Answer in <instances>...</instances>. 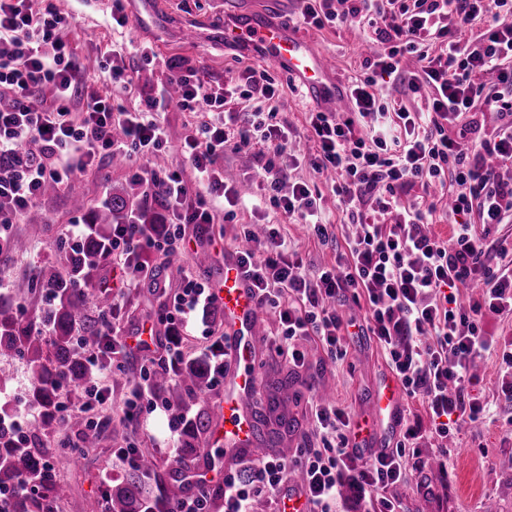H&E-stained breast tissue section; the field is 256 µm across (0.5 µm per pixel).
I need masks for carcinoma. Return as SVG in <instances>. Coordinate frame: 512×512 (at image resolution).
<instances>
[{"label":"carcinoma","mask_w":512,"mask_h":512,"mask_svg":"<svg viewBox=\"0 0 512 512\" xmlns=\"http://www.w3.org/2000/svg\"><path fill=\"white\" fill-rule=\"evenodd\" d=\"M130 208L126 198L112 197L94 210L91 229L83 239L73 245H56L60 269H52L16 288L17 297L37 289L51 295L52 303L45 316L49 337L42 336L22 318L14 300L0 299V357H17L27 363L31 370V403L39 409L28 434L19 437L7 426L10 413L0 406V490L18 485L26 475L37 479L43 464L54 463L57 450L52 439L59 425V391L65 385L84 384L90 376L88 362L78 351L76 341H81L87 350L96 348L102 339L104 318H96L90 311L95 308L103 314L111 307L110 295L92 287L93 276L109 258L107 247L115 219ZM206 379L207 369L199 360L185 362L175 377L157 374L156 389L176 409L189 400L197 406L184 428L188 439L180 455L164 470L158 468L151 449H139L136 467L128 470L119 483L101 485L108 512H170L185 494V484L175 472L183 462L200 456L213 421L203 398ZM76 423L81 426L83 447H96L99 429L82 418ZM69 492L66 482L55 473L38 483L35 493L19 498L17 506L27 502L31 512H57Z\"/></svg>","instance_id":"obj_1"}]
</instances>
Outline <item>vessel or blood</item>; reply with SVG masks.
Wrapping results in <instances>:
<instances>
[{
    "mask_svg": "<svg viewBox=\"0 0 512 512\" xmlns=\"http://www.w3.org/2000/svg\"><path fill=\"white\" fill-rule=\"evenodd\" d=\"M225 41L255 44L277 64L296 77L310 99L329 112L346 104L335 80L332 59L290 29L270 22L251 10H242L224 20ZM214 292L224 314L225 349L231 365L224 372V402L207 437L204 466L207 486L217 489L225 472L240 460L262 455L257 443L256 420L251 402L256 385L258 300L235 258H225L224 269L214 282ZM372 415L360 420L356 441L360 445L386 448L402 423L404 409L400 386L391 376L379 381L371 397Z\"/></svg>",
    "mask_w": 512,
    "mask_h": 512,
    "instance_id": "1",
    "label": "vessel or blood"
}]
</instances>
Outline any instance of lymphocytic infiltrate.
<instances>
[{
	"label": "lymphocytic infiltrate",
	"instance_id": "lymphocytic-infiltrate-1",
	"mask_svg": "<svg viewBox=\"0 0 512 512\" xmlns=\"http://www.w3.org/2000/svg\"><path fill=\"white\" fill-rule=\"evenodd\" d=\"M300 24L322 28L357 23L383 53L366 59L365 72L349 83L347 112H310V165L336 178V207L347 219L343 247L334 265L307 272L281 234L285 222L300 221L320 241L335 238L319 194L304 182L282 191L285 173L265 164L263 202L245 199L227 181L217 159L225 148L259 146L283 151L294 131L261 112L243 117L254 97L279 94L266 70L246 68L242 81L206 87L185 60L169 64L170 86L130 112L103 95L101 83L132 86L118 61H102L94 74L64 42L65 17L55 0H0V162L13 174L0 178V231L22 223L47 184L62 185L94 166L98 156L148 158L168 139L157 116L171 99L189 111L218 112L219 122L197 127L182 152L200 186L188 196L179 174L132 168L147 196L166 206L170 223L138 222L112 227V265L117 272L112 310L120 312L124 288L150 282L168 299V323L188 327L198 310L216 304L210 288L183 275L179 292L143 263V255L181 253L187 226L236 222L239 213L268 208L276 221L264 237L243 227L236 255L259 305L273 309L281 332L277 351L293 368L305 364L301 342L317 341L326 357L346 355L351 336H369L398 380L403 395L421 398L423 416L404 420L392 448L366 457L355 442L353 421L333 403L312 406L317 446L295 460L269 457L252 464L248 479L224 476V512H250L254 497L287 489L299 469L309 512H331L342 488L355 493L356 512H401L391 494L410 482L421 442L445 441L463 426L495 419L497 399L512 400V342L482 327L485 315H512V249L494 231L512 220V0H302ZM418 63L407 87L427 93L421 112L391 109L380 81L402 75L405 57ZM81 121H73V110ZM496 125L485 128L486 112ZM452 183L445 204L450 237L432 231L433 185ZM411 203L403 195L414 194ZM468 300H461V289ZM363 303L362 319L342 313L345 302ZM497 352L496 400L472 393L471 365ZM186 354L172 336L164 355L142 366L126 399V418L139 425L154 412L181 421L157 393V372L174 371Z\"/></svg>",
	"mask_w": 512,
	"mask_h": 512
}]
</instances>
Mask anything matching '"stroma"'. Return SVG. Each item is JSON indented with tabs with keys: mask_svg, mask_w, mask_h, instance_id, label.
Instances as JSON below:
<instances>
[{
	"mask_svg": "<svg viewBox=\"0 0 512 512\" xmlns=\"http://www.w3.org/2000/svg\"><path fill=\"white\" fill-rule=\"evenodd\" d=\"M219 2L163 0L160 22L152 25L135 21L138 2L128 0L126 12L131 21L128 27L116 29L112 26V0H71L66 11L69 24L60 35L76 57L87 60L99 57L113 45L123 46L124 66L127 74L132 76L137 92L131 95L115 85L108 86L106 92L115 103L129 110L138 108L142 99L154 95L157 87L166 81L169 75L167 64L173 58L191 62L198 68L202 82L212 87L239 79L247 67L263 66L276 80L280 92L273 100H257L256 105L266 111L275 110L278 121L292 125L298 136L283 153L269 151L261 158L251 148L225 149L218 159L219 164L223 165L226 176L259 195L264 192L259 176L264 162L289 169L291 179L317 184L327 213L336 223H343L344 217L336 208L330 184L308 165L296 167L292 164L293 157L308 150L305 132L308 112L314 109V102L304 95L284 67L253 48L225 44L224 13ZM191 27L198 31L193 39L186 34ZM302 34L320 52L333 59L336 77L342 83L361 74L365 57L378 48L369 33L353 26L306 28ZM211 118V113L189 112L177 104H169L160 116L169 136V145L166 150L145 160V167L162 172L188 171L181 142L191 128ZM115 195L130 198L144 223H166L168 214L162 205L146 198L142 186L131 181L128 163L101 160L95 168L76 174L54 194L41 198L30 211L27 221L9 228L7 238L27 239L29 246L25 252L0 256V295L12 296L18 282L55 266L54 247L67 239L71 225L89 223L90 209L102 206ZM76 197L85 198L89 210L74 211L71 203ZM238 232L236 225L215 224L210 237L191 241L176 259L155 255L154 266L169 278L175 289L180 286L179 273L183 270L213 282L217 269L224 266L225 250L238 246ZM282 232L293 250L302 257L306 268L315 271L335 261L338 242H318L308 234L304 225L298 223L284 224ZM201 248L207 249L212 256L210 267L199 266L195 261V253ZM122 308L130 326L151 322L156 325L158 336H165V310L161 299L148 285L126 293ZM258 325L256 401L266 402L273 379L285 376L291 382L288 398L280 409L294 419L295 428L286 439L283 456H293L297 448L315 443L309 418L314 394L326 395L328 400L345 408L353 419L369 415L370 395L380 378L388 373L372 340L365 337L353 341L347 356L333 364L326 361L318 345L306 344L307 365L295 369L277 355L272 345L277 333L273 314L260 313ZM102 384L107 387L108 396L96 413L101 424L97 446L76 453L80 428L70 420L61 422L54 435L55 444L69 448L57 466L58 472L72 485L64 512H104L105 504L99 493L103 480L118 481L125 474L124 468L113 457L119 444L153 449L159 465L164 466L173 459L179 443L178 437L170 435L168 419L162 413H154L137 428L127 422L124 410L128 385L123 374L103 378ZM509 418H512V402L499 401L497 421L464 428L448 441L446 470L427 466L414 474L416 481L430 484L431 493L418 492L415 484L397 488L396 494L404 512H485L490 505L494 506L495 512H512V437L506 436L502 428L503 420Z\"/></svg>",
	"mask_w": 512,
	"mask_h": 512,
	"instance_id": "35a3bbf8",
	"label": "stroma"
}]
</instances>
